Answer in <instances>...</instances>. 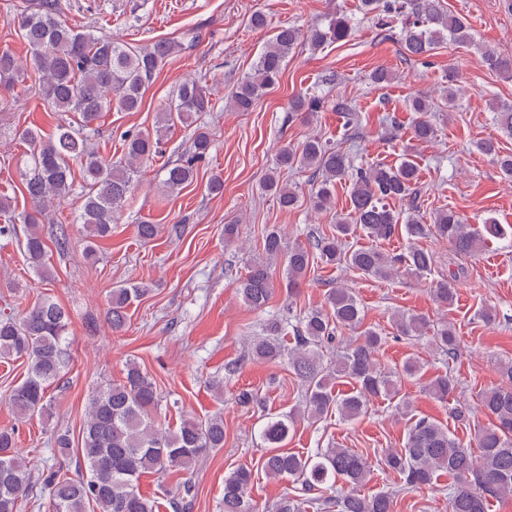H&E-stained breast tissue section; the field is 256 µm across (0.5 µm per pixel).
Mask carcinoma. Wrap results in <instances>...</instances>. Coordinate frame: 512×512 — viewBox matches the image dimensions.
I'll use <instances>...</instances> for the list:
<instances>
[{"label": "carcinoma", "mask_w": 512, "mask_h": 512, "mask_svg": "<svg viewBox=\"0 0 512 512\" xmlns=\"http://www.w3.org/2000/svg\"><path fill=\"white\" fill-rule=\"evenodd\" d=\"M360 11L371 17L382 32L391 30L396 21L401 24L399 43L407 60L426 58L448 40L474 48L483 65L512 79V56L475 41L467 21L449 12L443 0H360ZM16 19L30 50L29 65L8 51L1 52L0 90H11L24 81L30 66L38 74V94L63 118L46 139L30 128L12 132L29 146L23 185L32 209L17 214L11 201L1 198L4 223L0 236L11 234L18 222L28 225L23 252L37 277L46 280L47 245L37 227L50 207L61 204L72 193L73 167L79 168L84 181L76 222L82 225L86 238L108 239L131 193L137 166L159 153L171 126H190L198 113L211 111L212 100L200 83L184 82L175 99L160 113L156 129L125 133L123 156L117 161L107 159L92 143L93 123L114 107L122 112L138 111L154 75L170 56L181 51L182 44L158 39L133 47L102 31L75 30L62 19L59 0H35L17 9ZM352 30L351 18L340 13L305 33L294 26L278 28L252 71L231 92L230 106L238 112L251 111L279 81L288 57L300 43L317 50L347 39ZM326 104L345 114L347 138L359 137L361 118L343 98L296 97L289 105L288 118L299 116L309 123ZM407 110L415 114L414 138L420 142L433 140L437 127L428 119L429 97H412ZM493 119L502 132L512 136L511 103L496 104ZM210 146L209 134L196 128L190 155L165 169L162 184L168 193H177L193 181L196 163ZM476 147L505 179L512 181V154L501 153L499 143L492 138L479 141ZM281 169L312 172L318 182L312 197L317 211L333 206L336 182L349 180L350 210L336 217L334 233L311 234L305 242L287 241L275 226L265 232L262 256L250 260L237 284L242 300L254 310H264L276 293L272 266L282 257L286 262L285 288L291 294L317 261L379 280L400 275L425 278L435 270V258L415 246L416 242L437 237L448 242L454 255L462 257L473 256L488 241L506 235L503 225L493 217L484 218L476 226L451 209L424 221L417 204L419 172L409 158L397 166L365 168L355 164L349 152L317 136L308 137L297 147L284 145L278 150L277 170L265 177L264 184L280 208L291 210L298 205L299 193L280 181ZM391 201L405 203L407 210L392 208ZM358 230L374 244L349 246L348 237ZM395 236L408 243L399 253L375 245ZM462 277L464 269L460 267L448 272V278L438 280L433 288L436 299L446 306L453 304ZM149 292L151 288L143 282L112 289L107 311L111 329L121 330L128 308ZM69 323V312L48 296L40 297L19 316H0V359L7 362L24 358L27 363L25 379L10 395L19 419L50 409L47 390L62 379L71 361ZM392 324L398 335L424 337L448 359L457 357L460 342L451 324L435 326L414 313H399ZM289 327L294 333L291 348L282 340ZM384 342L381 333L364 326L357 297L342 285L327 290L324 307L268 318L261 324L260 335L251 337L247 345L251 359L286 362L302 386L297 408L261 415L258 437L268 448L263 461L265 474L298 484V491L280 497L272 512H307L311 507L319 512H393L396 491L362 492L371 473V464L363 455L340 447L320 448L306 455L286 449L290 433L303 416L316 421L334 410L343 421L353 422L370 401L382 397L397 400V412H412L410 402L400 395L398 380L377 361L376 354ZM337 377L352 380L354 391L344 396L335 394L333 380ZM427 390L445 402L455 396L457 386L452 376L440 374L428 383ZM478 400L491 423L475 427L472 440L478 448L476 453L465 448L437 420L411 417L404 446L383 451V463L399 475L401 487H429L441 473H448L454 481L448 491V512H485L488 498L512 497V387L485 388ZM160 402L155 383L134 363L126 366L122 382L101 384L95 389L89 399L80 446L71 447L64 434L54 440L60 453L76 456L85 474L74 478L53 471L44 479L51 512H154L153 501L140 491L141 477L174 466L188 471L209 451L224 447L223 416L185 419L179 428L167 431L154 416ZM14 448V432L0 431V512H18L19 498L31 488L30 472ZM340 479L347 487H337ZM252 482L253 473L247 467L224 476V512H257L248 493Z\"/></svg>", "instance_id": "1"}]
</instances>
